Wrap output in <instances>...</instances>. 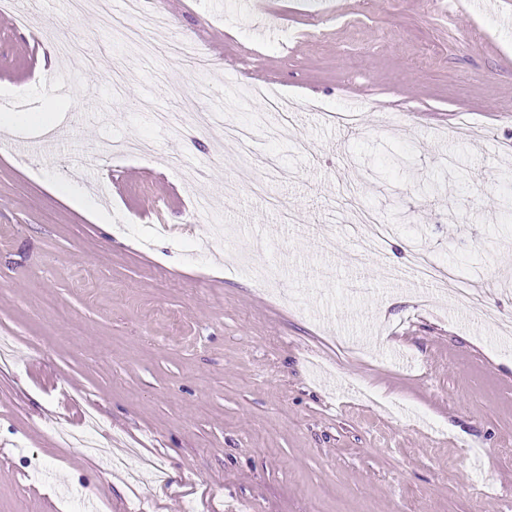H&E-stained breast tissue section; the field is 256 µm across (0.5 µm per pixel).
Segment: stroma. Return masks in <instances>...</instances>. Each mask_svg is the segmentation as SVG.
<instances>
[{
	"label": "stroma",
	"mask_w": 512,
	"mask_h": 512,
	"mask_svg": "<svg viewBox=\"0 0 512 512\" xmlns=\"http://www.w3.org/2000/svg\"><path fill=\"white\" fill-rule=\"evenodd\" d=\"M484 2L148 0L156 45L196 43L203 75L161 50L143 62L95 5L38 0L40 42L0 21V114L29 148L0 149V512H512V0ZM248 83L363 111L350 127L301 112L292 142L258 129L270 178L229 166L222 128L169 92L244 120ZM113 137L156 154L87 169ZM344 182L392 227L382 253L338 220ZM415 247L480 305L406 275ZM377 329L379 353L341 350ZM126 446L158 473L108 467Z\"/></svg>",
	"instance_id": "stroma-1"
}]
</instances>
